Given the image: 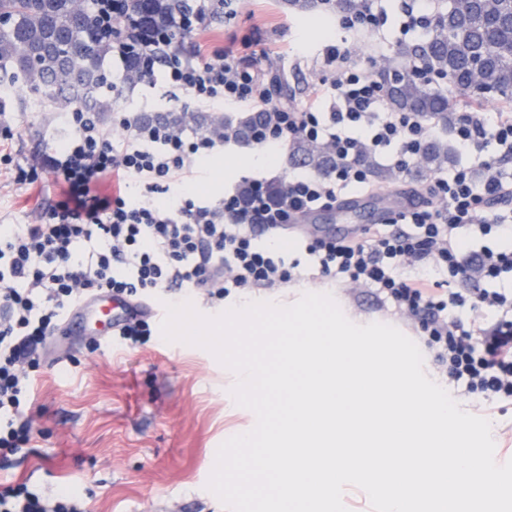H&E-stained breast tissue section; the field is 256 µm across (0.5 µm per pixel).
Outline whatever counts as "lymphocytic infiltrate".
Instances as JSON below:
<instances>
[{
  "label": "lymphocytic infiltrate",
  "instance_id": "lymphocytic-infiltrate-1",
  "mask_svg": "<svg viewBox=\"0 0 512 512\" xmlns=\"http://www.w3.org/2000/svg\"><path fill=\"white\" fill-rule=\"evenodd\" d=\"M100 28L112 38V60L123 65L138 54L147 73H161L166 96L178 110L222 105L266 115L253 144L282 146L292 140H322L336 166L323 176L300 173L279 187L257 175L217 199L184 192L201 158L232 145L221 134H188L182 126L144 122L122 113L124 131L113 138L88 109L69 113L70 133L61 148L39 163L17 159L15 137L0 122V164L14 183L31 186L42 173L62 177V198L34 224L0 225V448L27 444L32 388L28 371L38 365L68 313L99 292L145 303L162 292L182 291L213 308L231 292L280 288L301 277L303 260L318 276L374 289L401 315L418 320L419 336L439 376L485 405L512 401V251L487 245L463 255L461 235L512 237V110L488 120L462 112L453 135L477 166L462 165L427 181V202L371 225L354 237L299 236L296 256L263 247L258 238L278 231L309 210L335 205L348 189L367 188V158L384 157L406 173L434 124L385 105L377 79L347 62L348 49L329 43L321 50L329 72L303 107L275 102L261 62L273 44L258 35L241 48L216 45L185 50L186 38L207 19L236 18V0H189L170 22L133 42L118 37L131 28L121 0H89ZM495 154H486L488 143ZM131 180L140 200L100 193L108 180ZM490 282L467 288L473 276ZM490 311L493 321H463L461 311ZM0 512H85L63 495L43 496L18 483L0 488Z\"/></svg>",
  "mask_w": 512,
  "mask_h": 512
}]
</instances>
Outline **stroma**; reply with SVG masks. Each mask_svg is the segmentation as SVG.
<instances>
[{"label": "stroma", "mask_w": 512, "mask_h": 512, "mask_svg": "<svg viewBox=\"0 0 512 512\" xmlns=\"http://www.w3.org/2000/svg\"><path fill=\"white\" fill-rule=\"evenodd\" d=\"M404 3L375 0L379 27L357 35L341 29L336 15L323 14L316 23L310 13L289 9L286 0H238L233 23L216 20L195 40L210 47L233 34L260 31L284 50L263 64L269 74L288 76L278 101L299 106L324 76L315 57L324 44L346 41L349 64L369 74L399 61L401 48L413 41L400 33ZM103 68L109 80L121 86L120 92L103 93L111 106L102 116L104 123L111 124L117 112L140 110L151 117L164 111L161 99L145 100L143 85L126 83L123 72L113 70L111 59H104ZM7 118L16 131L13 153L31 163L44 151L62 147L67 137L55 112L11 111ZM260 152V147L247 145L202 161L194 194L221 196L241 176L257 171L277 182L302 171L289 147L277 148L273 167L250 163V156ZM64 189L51 174L27 187L0 173V225L34 222ZM303 291L331 293L356 323L381 322L406 335L414 333L408 322L381 310L369 289L349 290L330 279L233 293L224 305L251 300L288 305ZM152 326L154 335L134 347L94 350L80 337L47 354L33 373L30 440L14 451L0 450V484L23 482L45 496L76 495L87 512H228L206 485L219 446L250 431L256 417L234 402L231 374L209 351L166 342L160 321ZM466 404L472 414L491 421L498 460H511L512 403L499 402L490 410L475 398Z\"/></svg>", "instance_id": "1"}]
</instances>
